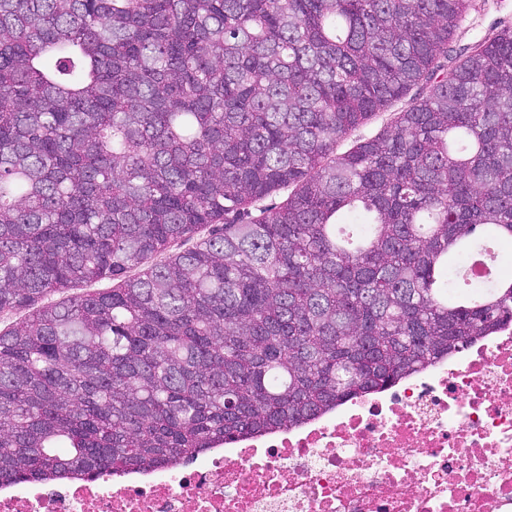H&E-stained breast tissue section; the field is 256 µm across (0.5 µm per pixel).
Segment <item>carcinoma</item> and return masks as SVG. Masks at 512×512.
I'll return each instance as SVG.
<instances>
[{"label": "carcinoma", "instance_id": "obj_1", "mask_svg": "<svg viewBox=\"0 0 512 512\" xmlns=\"http://www.w3.org/2000/svg\"><path fill=\"white\" fill-rule=\"evenodd\" d=\"M470 7L0 0V484L176 467L512 326L469 274L512 244V28L450 68ZM416 89L410 91V93L398 102L393 103L391 106L386 108L384 111L377 112L376 115L372 116L363 125L356 129L350 136L341 141L337 146V152L343 153L351 149L357 142L364 139H369L379 134L386 126L389 119L394 113L400 112L402 109L407 107L410 99L414 96Z\"/></svg>", "mask_w": 512, "mask_h": 512}]
</instances>
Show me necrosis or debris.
Wrapping results in <instances>:
<instances>
[{
  "label": "necrosis or debris",
  "instance_id": "obj_1",
  "mask_svg": "<svg viewBox=\"0 0 512 512\" xmlns=\"http://www.w3.org/2000/svg\"><path fill=\"white\" fill-rule=\"evenodd\" d=\"M0 512H512V327L175 468L2 485Z\"/></svg>",
  "mask_w": 512,
  "mask_h": 512
}]
</instances>
